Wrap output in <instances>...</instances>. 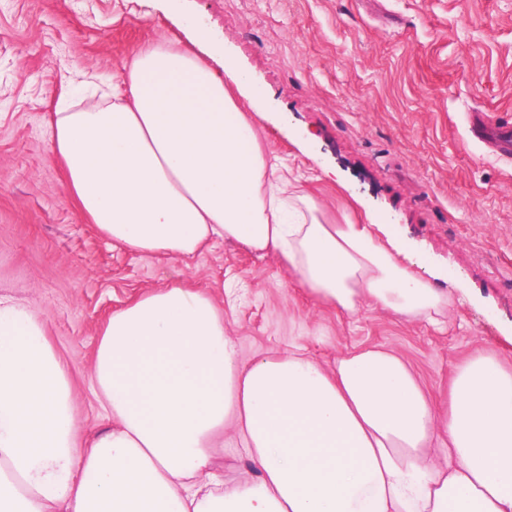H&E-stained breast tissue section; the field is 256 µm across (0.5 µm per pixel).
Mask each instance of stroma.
I'll use <instances>...</instances> for the list:
<instances>
[{"label": "stroma", "instance_id": "35a3bbf8", "mask_svg": "<svg viewBox=\"0 0 512 512\" xmlns=\"http://www.w3.org/2000/svg\"><path fill=\"white\" fill-rule=\"evenodd\" d=\"M165 44L246 77L231 88L327 218L370 217L449 290L432 325L318 304L270 253L213 240L188 258L113 246L70 198L49 117L74 99L62 61L112 91ZM512 121V0H0V294L39 311L79 430L105 424L93 382L112 311L182 284L212 296L248 359L295 349L324 367L382 347L443 398L489 353L512 368V161L471 116Z\"/></svg>", "mask_w": 512, "mask_h": 512}]
</instances>
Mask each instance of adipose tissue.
<instances>
[{"mask_svg":"<svg viewBox=\"0 0 512 512\" xmlns=\"http://www.w3.org/2000/svg\"><path fill=\"white\" fill-rule=\"evenodd\" d=\"M243 75L151 46L108 101L49 125L67 189L133 253L217 237L274 254L318 303L439 321L447 291L344 215L327 223L266 151L229 85ZM108 426L79 434L39 311L0 295V512H512V370L478 354L440 405L395 353L324 368L243 360L207 294L173 285L113 311L95 357ZM250 469L224 482V430ZM446 439L444 463L432 444Z\"/></svg>","mask_w":512,"mask_h":512,"instance_id":"obj_1","label":"adipose tissue"}]
</instances>
